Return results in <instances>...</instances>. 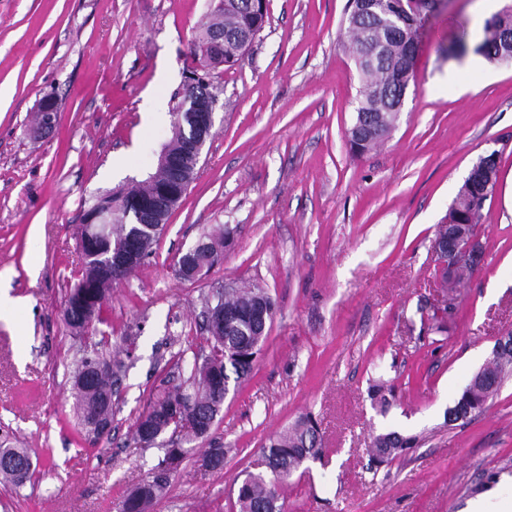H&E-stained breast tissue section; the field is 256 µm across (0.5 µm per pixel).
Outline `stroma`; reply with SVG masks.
Wrapping results in <instances>:
<instances>
[{
	"label": "stroma",
	"mask_w": 512,
	"mask_h": 512,
	"mask_svg": "<svg viewBox=\"0 0 512 512\" xmlns=\"http://www.w3.org/2000/svg\"><path fill=\"white\" fill-rule=\"evenodd\" d=\"M346 4L269 0L243 60L211 71L219 105L194 180L155 253L114 286L97 345L62 321L77 231L97 196L154 171L210 0H0V281L26 300L0 313V433L35 466L23 486L0 485V512H117L164 457L130 440L135 419L157 389L182 384L179 352L207 349V296L245 281L276 310L208 438L224 466L188 456L155 512H236L262 445L306 414L326 457L289 479L284 512H466L490 491L512 497V376L482 413L447 421L512 333V66L448 60L440 47L480 31L500 0H440L393 130L358 156L346 139L360 86ZM47 95L59 122L37 135ZM493 149L484 263L442 287L436 227ZM218 224L235 230L223 261L202 282L180 280L178 253ZM93 352L121 363L100 439L78 423L71 379ZM378 379L395 388L384 413L369 397ZM388 431L417 442L381 465L369 448Z\"/></svg>",
	"instance_id": "obj_1"
}]
</instances>
